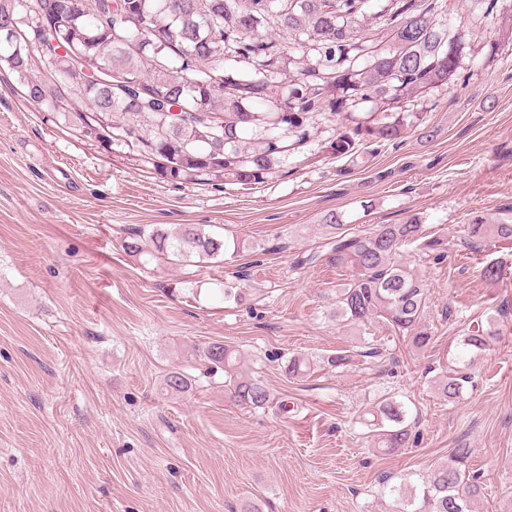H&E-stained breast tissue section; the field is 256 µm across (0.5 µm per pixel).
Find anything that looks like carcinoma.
<instances>
[{
    "mask_svg": "<svg viewBox=\"0 0 512 512\" xmlns=\"http://www.w3.org/2000/svg\"><path fill=\"white\" fill-rule=\"evenodd\" d=\"M446 0H0V63L15 73L32 104L63 118L98 113L111 134L97 141L109 150L135 140L141 164L163 180L180 184L259 185L267 182L288 152L284 141L303 146L317 124L337 127L330 149L347 155L360 146L401 143L404 120L390 112L435 89L462 79L463 36L443 19ZM57 60L50 78L35 69ZM237 66L233 72L225 63ZM112 73V84L88 79L86 65ZM224 83L217 91L213 83ZM83 89L60 103L59 88ZM370 101L365 118L353 108ZM263 102L262 111L253 104ZM322 249L296 257L295 266L324 259L350 267L349 282L336 289V317L351 323L380 321L416 349L431 336L422 325L427 287L405 261L411 246L438 264L448 240L425 233L422 218L379 224L352 236L340 216L328 213ZM471 242L512 244V223L473 219ZM134 256L176 265L224 261L221 236L197 224L170 231L159 224L136 228L125 244ZM492 328L469 330L435 387L453 402L471 379L475 361L490 349ZM381 343L341 350L327 358L337 368L371 365L385 356ZM224 368V387L252 408L271 403L265 384L243 369L240 350L212 343L201 351ZM311 369L306 358L285 365L290 377ZM165 390L182 393L191 383L180 371L168 373ZM366 413L368 438L381 453L405 447L408 411L393 396H382ZM470 449L455 448L414 483L382 479L393 497L392 512H474L482 487L469 471Z\"/></svg>",
    "mask_w": 512,
    "mask_h": 512,
    "instance_id": "cac0c4a2",
    "label": "carcinoma"
}]
</instances>
